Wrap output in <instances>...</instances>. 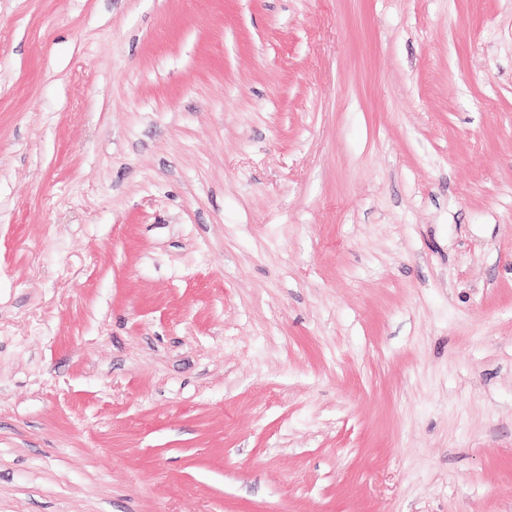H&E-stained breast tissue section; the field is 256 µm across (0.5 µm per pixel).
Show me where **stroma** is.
<instances>
[{"label":"stroma","instance_id":"stroma-1","mask_svg":"<svg viewBox=\"0 0 512 512\" xmlns=\"http://www.w3.org/2000/svg\"><path fill=\"white\" fill-rule=\"evenodd\" d=\"M0 512H512V0H0Z\"/></svg>","mask_w":512,"mask_h":512}]
</instances>
